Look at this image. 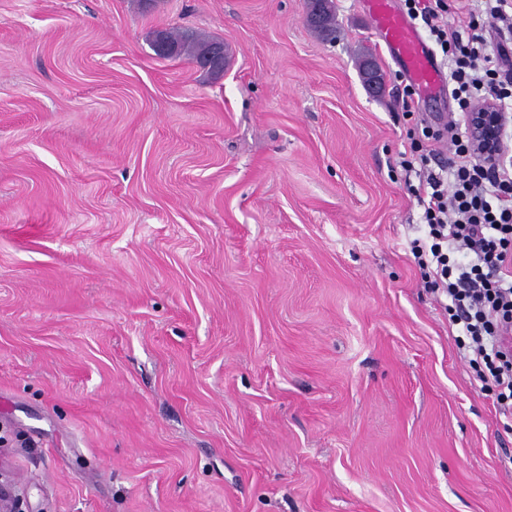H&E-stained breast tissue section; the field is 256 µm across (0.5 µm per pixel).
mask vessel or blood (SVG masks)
Returning a JSON list of instances; mask_svg holds the SVG:
<instances>
[{"mask_svg":"<svg viewBox=\"0 0 512 512\" xmlns=\"http://www.w3.org/2000/svg\"><path fill=\"white\" fill-rule=\"evenodd\" d=\"M366 6L382 35L390 58L418 86L432 93L440 90L444 76L412 20L396 8L391 0H367Z\"/></svg>","mask_w":512,"mask_h":512,"instance_id":"1","label":"vessel or blood"}]
</instances>
